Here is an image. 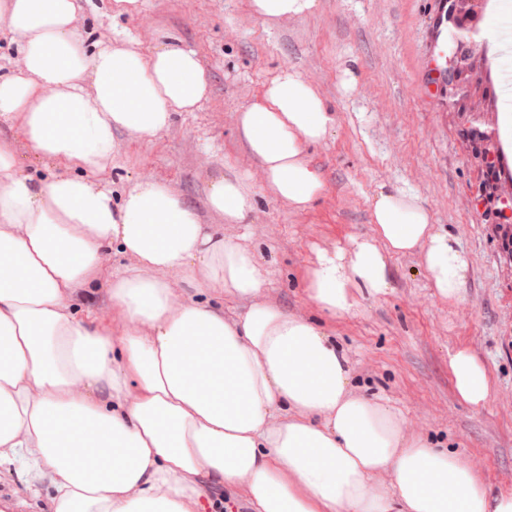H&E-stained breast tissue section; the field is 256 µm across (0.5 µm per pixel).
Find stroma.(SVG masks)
<instances>
[{
	"label": "stroma",
	"instance_id": "1",
	"mask_svg": "<svg viewBox=\"0 0 512 512\" xmlns=\"http://www.w3.org/2000/svg\"><path fill=\"white\" fill-rule=\"evenodd\" d=\"M512 0L457 7L448 50L465 57L458 86L428 84L433 0H319L312 15L268 22L250 0H144L132 17L108 16L102 0H86L77 36L87 46L126 31L142 49L174 36L193 49L211 77L207 101L175 113L152 137L118 133L120 152L107 177L114 194L150 178L192 206L201 223L246 235L267 271L264 297L288 312L318 317L305 293L320 248L347 246L372 231L379 185L417 194L434 223L449 229L471 260L461 298L451 304L430 288L421 257L391 258L388 292L362 301L326 327L350 358L360 391L403 416L406 435L447 444L492 489L512 492V156L501 150L495 50L497 18ZM356 83L345 88L346 69ZM291 69L313 84L339 121L306 156L325 189L296 210L278 199L236 131V119L266 84ZM255 190L248 229L224 223L206 193L227 169ZM130 258L107 252L105 272L76 289L78 316L112 323L109 270ZM466 347L496 385L486 406L460 401L448 372L449 350Z\"/></svg>",
	"mask_w": 512,
	"mask_h": 512
}]
</instances>
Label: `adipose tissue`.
Returning a JSON list of instances; mask_svg holds the SVG:
<instances>
[{
  "instance_id": "ef3b65f1",
  "label": "adipose tissue",
  "mask_w": 512,
  "mask_h": 512,
  "mask_svg": "<svg viewBox=\"0 0 512 512\" xmlns=\"http://www.w3.org/2000/svg\"><path fill=\"white\" fill-rule=\"evenodd\" d=\"M79 14V0H0L22 53L0 73V119L61 168L33 182L0 135V469L27 459L30 497L48 484L53 512H195L202 475L245 490L251 512H512V493L356 392L324 326L264 299L257 249L157 182L113 196L117 132L165 130L208 98L210 77L175 38L145 53L117 34L87 50ZM337 119L285 70L237 129L277 198L301 210L323 189L305 149ZM206 203L243 224L256 193L231 173ZM372 223L317 250L306 291L318 310L336 319L386 294L389 259L415 251L436 294L459 299L469 258L415 193L380 188ZM109 249L133 264L110 275L107 328L79 319L71 297ZM214 294L245 307L225 316ZM448 371L463 402L485 405L493 384L468 349L449 351Z\"/></svg>"
}]
</instances>
